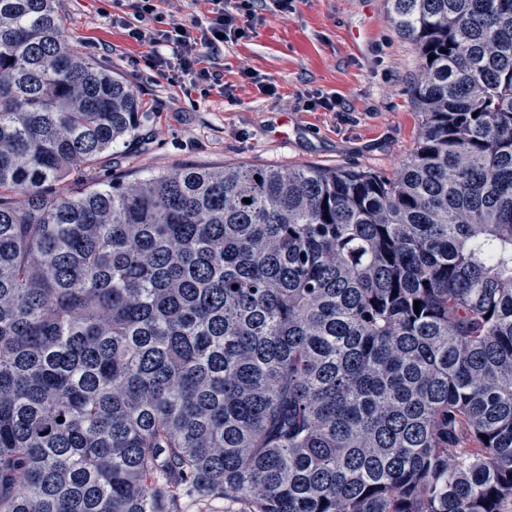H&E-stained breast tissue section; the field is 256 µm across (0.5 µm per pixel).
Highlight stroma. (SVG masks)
<instances>
[{
    "mask_svg": "<svg viewBox=\"0 0 512 512\" xmlns=\"http://www.w3.org/2000/svg\"><path fill=\"white\" fill-rule=\"evenodd\" d=\"M69 44L131 84L143 119L87 174L79 193L187 166L315 165L390 174L422 127L419 57L394 29L386 0H292L257 7L246 35L211 61L223 90L190 91L154 76L129 37L136 0H56ZM335 99L334 110L318 105Z\"/></svg>",
    "mask_w": 512,
    "mask_h": 512,
    "instance_id": "35a3bbf8",
    "label": "stroma"
}]
</instances>
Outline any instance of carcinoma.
<instances>
[{"mask_svg": "<svg viewBox=\"0 0 512 512\" xmlns=\"http://www.w3.org/2000/svg\"><path fill=\"white\" fill-rule=\"evenodd\" d=\"M387 5L423 116L392 175L71 194L138 97L0 0V512H512V0ZM182 512H224L225 510H237L239 506L232 502L224 501H198L186 497L180 498Z\"/></svg>", "mask_w": 512, "mask_h": 512, "instance_id": "obj_1", "label": "carcinoma"}]
</instances>
